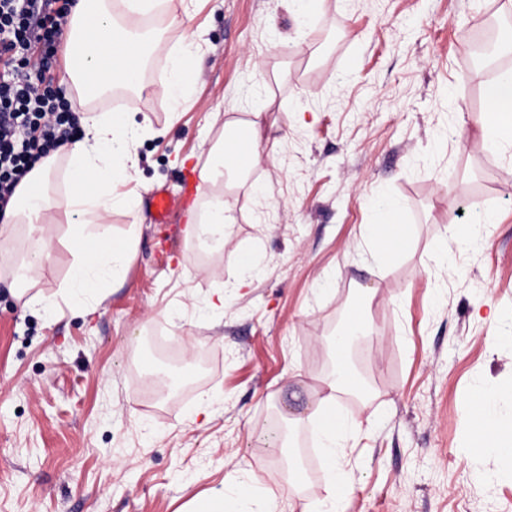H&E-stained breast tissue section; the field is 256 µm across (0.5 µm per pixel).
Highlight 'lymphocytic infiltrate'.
I'll use <instances>...</instances> for the list:
<instances>
[{
	"label": "lymphocytic infiltrate",
	"mask_w": 512,
	"mask_h": 512,
	"mask_svg": "<svg viewBox=\"0 0 512 512\" xmlns=\"http://www.w3.org/2000/svg\"><path fill=\"white\" fill-rule=\"evenodd\" d=\"M74 4L0 0V218L25 175L79 130L52 72Z\"/></svg>",
	"instance_id": "1"
}]
</instances>
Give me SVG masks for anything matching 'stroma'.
Returning <instances> with one entry per match:
<instances>
[{
  "label": "stroma",
  "mask_w": 512,
  "mask_h": 512,
  "mask_svg": "<svg viewBox=\"0 0 512 512\" xmlns=\"http://www.w3.org/2000/svg\"><path fill=\"white\" fill-rule=\"evenodd\" d=\"M504 0H321L300 21L290 0H177L183 24L156 20L166 40L136 93L112 89L107 111L150 119L136 146V214L114 211L112 235L139 230L121 282L89 313L53 297L74 256L65 224L28 274L36 227L0 237V512H186L189 503L248 472L277 495V512L328 498L322 461L306 450L307 478L289 487L260 435L289 406L307 419L332 340L360 290L367 330L348 356L368 387L346 401L362 434L344 512H512V469L474 459L465 423L476 387L504 390L512 412V149L483 137L485 76L470 36L512 10ZM202 45L188 102L160 92L183 38ZM264 109L260 160L227 194L233 222L210 265L194 255L175 211L156 223L153 192L179 195L185 175L217 147L224 125ZM177 121H170V113ZM394 201L413 240L390 261L371 259L363 229L379 199ZM470 241L439 248L474 212ZM253 253L251 288L238 295L240 257ZM226 289L224 311L205 302ZM208 350L188 397L161 400L137 383L170 370L140 367L137 337L154 325ZM499 337L491 347V337Z\"/></svg>",
  "instance_id": "obj_1"
}]
</instances>
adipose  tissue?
Returning a JSON list of instances; mask_svg holds the SVG:
<instances>
[{"mask_svg": "<svg viewBox=\"0 0 512 512\" xmlns=\"http://www.w3.org/2000/svg\"><path fill=\"white\" fill-rule=\"evenodd\" d=\"M169 0H77L70 17L71 31L66 38L70 56L68 76L80 90L97 92L113 83L136 88L140 85V66L125 67L127 48L143 49L142 28L131 22V15L146 16L167 10ZM198 44L185 40L174 51L172 71L162 86L163 95L176 103L187 100V86L192 75L190 62L198 52ZM486 113L483 132L492 145L512 146V73L487 84ZM81 139L60 147L27 174L18 186L4 221L0 236L15 224L50 226L56 221L57 207H64L69 226L68 242L77 259L56 295L64 301L76 295L86 296L89 305L100 304L106 296V280L123 279L129 261V241L135 238L137 224H130L127 242H115L109 218L116 209H133L138 180V158L134 151L138 139L152 133L150 123L132 124L118 112H94L82 119ZM67 161L66 178L74 190L57 204L46 187L56 169L58 158ZM238 168H224L206 162L200 170V181L210 203L200 215L204 233L223 232L227 222L224 205L216 197L223 193L224 183L234 180ZM397 207L382 202L373 224L367 225L365 237L374 259L392 256L396 247L392 233L411 237V228L397 224ZM345 344L336 341V365L325 381L324 395L310 418L325 463V473L332 483L328 499L306 508L305 512H342L346 492L354 474L345 467L346 444L360 432L358 421L342 411L344 395L357 391L356 377L344 357ZM485 401V446L488 453H498L502 442L512 438V414L502 412L498 391L483 387L478 391ZM276 501L272 490L258 476H249L233 488L218 491L196 500L191 512H245L247 504L259 505V512H271Z\"/></svg>", "mask_w": 512, "mask_h": 512, "instance_id": "obj_1", "label": "adipose tissue"}]
</instances>
